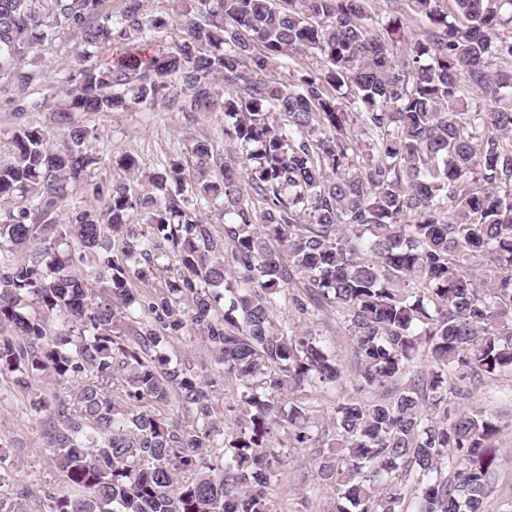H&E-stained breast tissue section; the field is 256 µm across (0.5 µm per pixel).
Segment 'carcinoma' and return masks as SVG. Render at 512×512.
I'll return each instance as SVG.
<instances>
[{
    "instance_id": "obj_1",
    "label": "carcinoma",
    "mask_w": 512,
    "mask_h": 512,
    "mask_svg": "<svg viewBox=\"0 0 512 512\" xmlns=\"http://www.w3.org/2000/svg\"><path fill=\"white\" fill-rule=\"evenodd\" d=\"M393 2L380 35L373 0H123L116 20L107 0H0L21 109H42L27 51L82 47L0 162V376L44 416V512H280L293 450L327 512H484L512 432L475 398L512 377V0ZM173 24L167 51L102 57ZM303 55L318 65L269 76ZM159 101L224 116L242 158L196 137L87 182L99 134L75 116ZM81 185L95 204L67 207ZM315 310L347 336L350 391ZM188 329L209 362L172 354Z\"/></svg>"
}]
</instances>
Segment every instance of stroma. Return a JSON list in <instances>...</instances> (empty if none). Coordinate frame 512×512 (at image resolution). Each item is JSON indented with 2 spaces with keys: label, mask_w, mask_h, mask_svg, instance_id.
Returning <instances> with one entry per match:
<instances>
[{
  "label": "stroma",
  "mask_w": 512,
  "mask_h": 512,
  "mask_svg": "<svg viewBox=\"0 0 512 512\" xmlns=\"http://www.w3.org/2000/svg\"><path fill=\"white\" fill-rule=\"evenodd\" d=\"M77 37L55 40L33 48L27 58L28 68L35 75L30 88V100L55 103L64 87L68 72L77 66L74 48ZM85 125L97 129L94 146L102 161L91 169L92 181L115 177L108 164L112 153L137 151L148 166L167 160L188 140L207 136L217 150L235 153L234 145L225 143L221 116L214 114L188 118L187 115L164 105L142 107L126 112H106L83 116ZM43 420L31 416L26 401L13 390L9 380L0 379V439L8 441L7 464L13 483L27 486L33 492L56 486L57 473L49 451L41 444ZM499 481L489 495L486 512H512V437H506L495 451ZM315 471L308 452H293L287 459L276 487L282 512H321L323 499L307 495Z\"/></svg>",
  "instance_id": "obj_1"
}]
</instances>
